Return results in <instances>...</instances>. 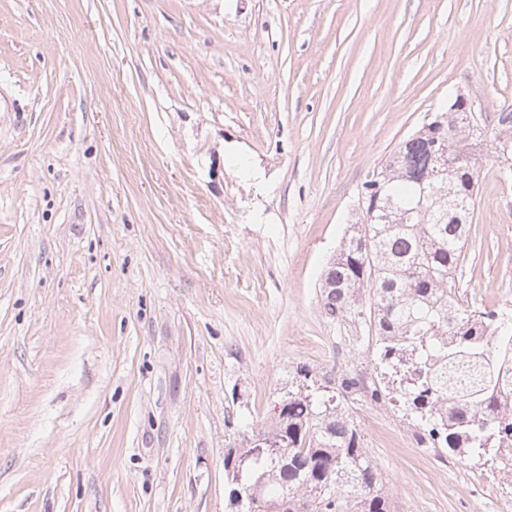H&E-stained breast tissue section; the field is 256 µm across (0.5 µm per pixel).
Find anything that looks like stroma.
Returning a JSON list of instances; mask_svg holds the SVG:
<instances>
[{
	"instance_id": "1",
	"label": "stroma",
	"mask_w": 512,
	"mask_h": 512,
	"mask_svg": "<svg viewBox=\"0 0 512 512\" xmlns=\"http://www.w3.org/2000/svg\"><path fill=\"white\" fill-rule=\"evenodd\" d=\"M458 91L487 136L460 298L497 310L512 0H0V512H231L224 450L297 367L376 377L321 274ZM346 406L392 512H506L512 470Z\"/></svg>"
}]
</instances>
